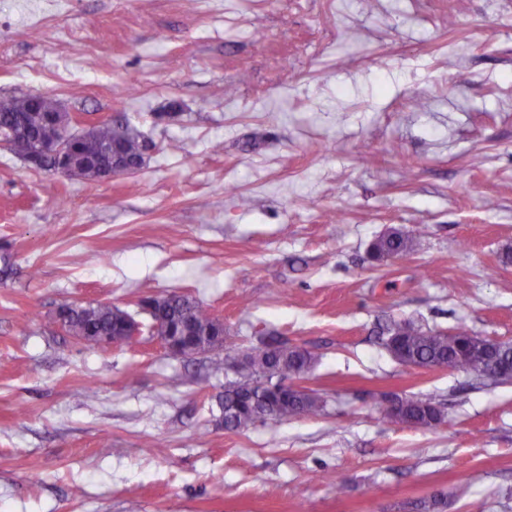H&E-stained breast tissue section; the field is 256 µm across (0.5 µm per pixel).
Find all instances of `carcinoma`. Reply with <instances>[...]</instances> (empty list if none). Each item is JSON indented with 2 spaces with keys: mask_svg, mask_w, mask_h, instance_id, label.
<instances>
[{
  "mask_svg": "<svg viewBox=\"0 0 512 512\" xmlns=\"http://www.w3.org/2000/svg\"><path fill=\"white\" fill-rule=\"evenodd\" d=\"M27 97L0 102V131L13 126L21 119H28L23 112ZM52 135L45 126L31 123L27 146L36 149L43 157L41 167L53 165L50 155ZM134 161L140 158L145 148L140 133L127 124H101L88 139L75 140L73 147L78 155L91 162L104 161L113 147ZM425 233L420 229L414 234L393 231L379 237L372 246L379 259L400 257L418 245L419 237ZM158 328L175 332L187 324L205 332L214 328L215 317L202 308L187 294H171L156 319ZM62 328L73 336L80 337L86 346H96V338L104 335L120 336L122 342L130 344L133 339L125 337V312L109 303L89 304L62 324ZM384 346L399 362L422 368H446L462 372L482 380V373L499 371L493 383L512 382V343L499 342L487 349L484 339L459 328L453 333L425 329L411 321L392 322L384 328ZM265 347L247 348L241 351L237 369L240 379L224 386L220 401L224 428L238 431L258 423L283 421L297 415L316 416L324 409V400L305 388L297 389L286 397L275 394L282 383H298L315 364L313 354L300 347L288 344L280 336L265 337ZM383 418L395 424L415 428H430L445 422L443 407L432 398L405 397L396 407L392 399L377 402Z\"/></svg>",
  "mask_w": 512,
  "mask_h": 512,
  "instance_id": "1",
  "label": "carcinoma"
}]
</instances>
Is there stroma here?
I'll list each match as a JSON object with an SVG mask.
<instances>
[{
	"mask_svg": "<svg viewBox=\"0 0 512 512\" xmlns=\"http://www.w3.org/2000/svg\"><path fill=\"white\" fill-rule=\"evenodd\" d=\"M31 92L151 147L110 181L0 147V512H512V382L381 335L512 343V0H0V101ZM171 292L223 318L226 356L263 332L311 351L323 411L229 431L232 369L53 321L142 322ZM392 396L447 418L391 424ZM424 233V228H421L414 234H404L398 231L387 233L373 243V252L378 259L406 255L410 251L415 250L419 237ZM125 314L126 312L109 303L89 304L83 306L61 326L72 336H81L79 341L86 346L95 347L97 336H102L98 346L109 347L118 344V340L112 336H126ZM383 335L385 348L402 364L448 368L471 375L480 383L487 382L482 379V373L496 369L501 373L490 383L512 382V343L498 342L490 351L482 343L484 339L464 328L445 333L406 320L390 323ZM401 400L403 404L398 408L392 404L393 398L376 403L386 421L415 428H430L445 422L443 407L434 399L411 396Z\"/></svg>",
	"mask_w": 512,
	"mask_h": 512,
	"instance_id": "1",
	"label": "stroma"
}]
</instances>
